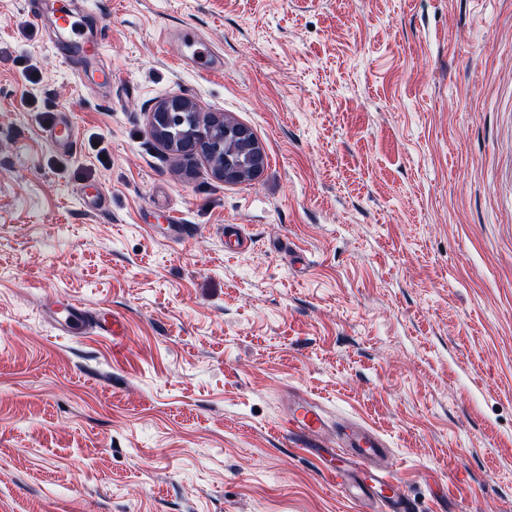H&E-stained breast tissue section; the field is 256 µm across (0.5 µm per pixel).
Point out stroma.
Instances as JSON below:
<instances>
[{
  "label": "stroma",
  "mask_w": 512,
  "mask_h": 512,
  "mask_svg": "<svg viewBox=\"0 0 512 512\" xmlns=\"http://www.w3.org/2000/svg\"><path fill=\"white\" fill-rule=\"evenodd\" d=\"M31 2L0 0V512H363L285 440L294 394L375 429L422 512H512V0H55L106 87ZM173 95L261 174L166 150ZM56 30L67 32L69 41L59 51V57L79 77L85 76L92 61H100L104 50V39L99 31L85 29L75 13L53 16ZM48 313L56 330L64 334H74L77 331L86 328L90 322L94 328L108 336H115L118 332V323L116 319L108 322L105 318L97 316L89 319L87 311L75 303L57 304L51 303L48 306Z\"/></svg>",
  "instance_id": "obj_1"
}]
</instances>
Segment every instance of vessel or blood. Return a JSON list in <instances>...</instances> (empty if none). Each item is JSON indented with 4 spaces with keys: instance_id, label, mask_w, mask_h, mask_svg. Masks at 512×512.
Here are the masks:
<instances>
[{
    "instance_id": "obj_1",
    "label": "vessel or blood",
    "mask_w": 512,
    "mask_h": 512,
    "mask_svg": "<svg viewBox=\"0 0 512 512\" xmlns=\"http://www.w3.org/2000/svg\"><path fill=\"white\" fill-rule=\"evenodd\" d=\"M52 23L56 30L69 35L68 43L59 52L61 61L76 75H86L89 64L100 60L103 55L101 32L85 29L73 13L55 16ZM48 313L54 328L64 334L76 333L90 324L109 336L118 332L117 322L89 318L86 309L74 303L50 304ZM326 426L320 408L301 398L294 401L288 414L285 438L317 457L341 489H350L357 478H364L361 492L368 512H419L414 500L401 489L392 472L379 469L378 463L386 454V444L377 431L361 424L344 425L340 447L332 448L322 440Z\"/></svg>"
}]
</instances>
